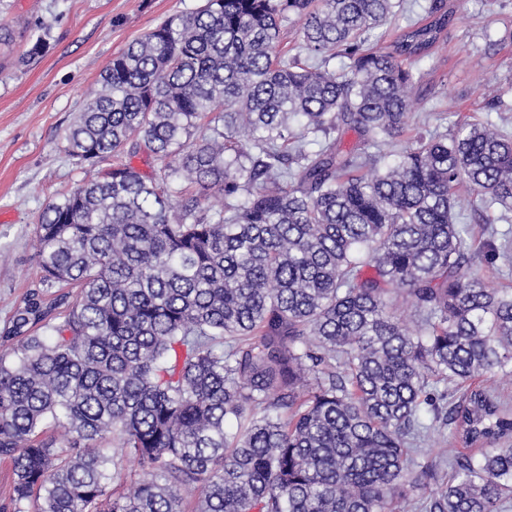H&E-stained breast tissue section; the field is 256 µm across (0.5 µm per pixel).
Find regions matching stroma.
<instances>
[{
    "label": "stroma",
    "instance_id": "35a3bbf8",
    "mask_svg": "<svg viewBox=\"0 0 512 512\" xmlns=\"http://www.w3.org/2000/svg\"><path fill=\"white\" fill-rule=\"evenodd\" d=\"M201 0H0V329L37 283L34 229L50 201L83 173L65 150L67 130L103 69L128 44ZM453 13L432 58L416 65L424 97L420 131L454 129L463 116L500 123L512 134V0H447ZM47 47L21 64L36 37ZM495 88L508 109L488 111Z\"/></svg>",
    "mask_w": 512,
    "mask_h": 512
}]
</instances>
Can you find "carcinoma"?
<instances>
[{"label": "carcinoma", "mask_w": 512, "mask_h": 512, "mask_svg": "<svg viewBox=\"0 0 512 512\" xmlns=\"http://www.w3.org/2000/svg\"><path fill=\"white\" fill-rule=\"evenodd\" d=\"M395 7L204 0L112 59L67 135L84 177L43 209L38 287L0 337L19 339L0 512L508 507L512 392L489 379L512 376V289L470 269L512 241L475 253L456 204L512 212V136L467 118L384 151L451 20L433 0L368 46ZM124 152L161 166L100 170Z\"/></svg>", "instance_id": "1"}]
</instances>
